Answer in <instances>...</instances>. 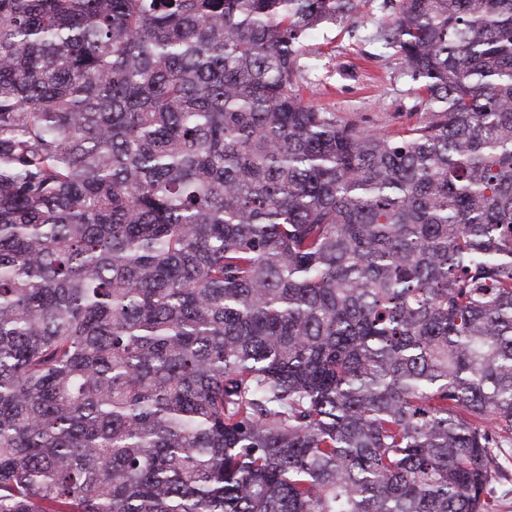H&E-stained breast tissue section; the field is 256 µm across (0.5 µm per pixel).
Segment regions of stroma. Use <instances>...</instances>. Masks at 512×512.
Listing matches in <instances>:
<instances>
[{
	"instance_id": "1",
	"label": "stroma",
	"mask_w": 512,
	"mask_h": 512,
	"mask_svg": "<svg viewBox=\"0 0 512 512\" xmlns=\"http://www.w3.org/2000/svg\"><path fill=\"white\" fill-rule=\"evenodd\" d=\"M382 12L369 8L356 22L325 26L310 41L316 64L304 96L318 108L364 127L396 129L423 121L398 57L374 41Z\"/></svg>"
}]
</instances>
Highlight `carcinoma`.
<instances>
[{
	"label": "carcinoma",
	"instance_id": "1",
	"mask_svg": "<svg viewBox=\"0 0 512 512\" xmlns=\"http://www.w3.org/2000/svg\"><path fill=\"white\" fill-rule=\"evenodd\" d=\"M372 0H0V512H498L512 0H381L427 118L304 97Z\"/></svg>",
	"mask_w": 512,
	"mask_h": 512
}]
</instances>
